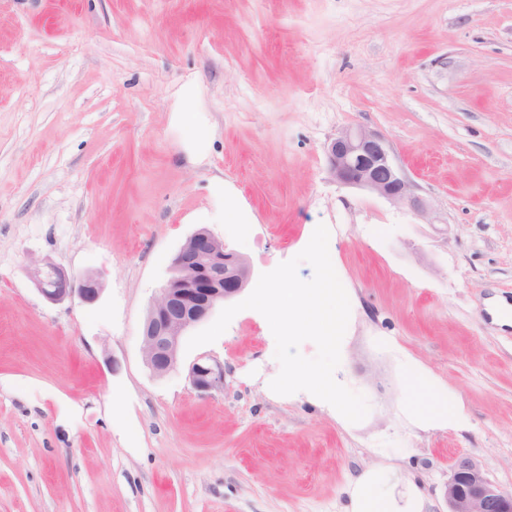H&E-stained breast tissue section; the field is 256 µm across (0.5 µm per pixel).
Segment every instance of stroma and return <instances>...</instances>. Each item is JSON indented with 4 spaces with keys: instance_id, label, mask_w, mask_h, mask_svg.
Segmentation results:
<instances>
[{
    "instance_id": "1",
    "label": "stroma",
    "mask_w": 512,
    "mask_h": 512,
    "mask_svg": "<svg viewBox=\"0 0 512 512\" xmlns=\"http://www.w3.org/2000/svg\"><path fill=\"white\" fill-rule=\"evenodd\" d=\"M350 125L389 139L425 212L336 182ZM321 223L363 421L270 389L252 309L152 373L144 321L189 235L257 278ZM46 258L100 298L48 302L26 273ZM492 299L512 305V0H0V512H350L374 467L446 512L459 457L510 492ZM201 358L223 390L193 389ZM442 402L464 427L428 419Z\"/></svg>"
}]
</instances>
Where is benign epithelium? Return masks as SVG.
I'll return each mask as SVG.
<instances>
[{
  "mask_svg": "<svg viewBox=\"0 0 512 512\" xmlns=\"http://www.w3.org/2000/svg\"><path fill=\"white\" fill-rule=\"evenodd\" d=\"M331 175L343 185L369 191L393 203L422 211L424 204L395 162L386 136L363 126L341 130L327 147ZM172 275L148 309L143 332V355L157 376L172 371L178 361L181 337L216 308L240 294L252 272L244 260L224 247L208 229L193 232L171 263ZM36 289L53 303L78 293L89 302L100 293L92 276L77 278L50 260L28 271ZM192 387L200 393L224 389V365L199 360L189 371ZM448 512H512V492H505L470 458L454 464L445 484Z\"/></svg>",
  "mask_w": 512,
  "mask_h": 512,
  "instance_id": "benign-epithelium-1",
  "label": "benign epithelium"
}]
</instances>
